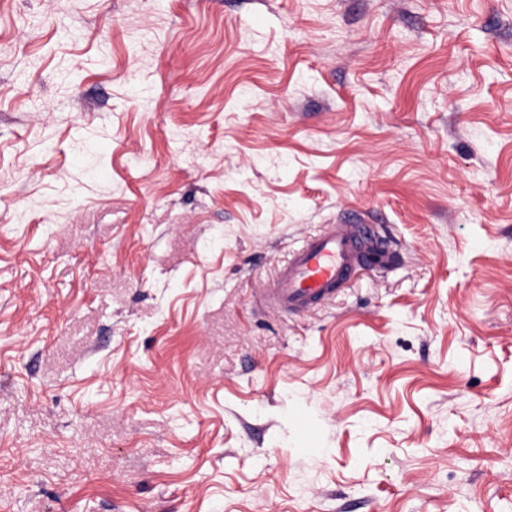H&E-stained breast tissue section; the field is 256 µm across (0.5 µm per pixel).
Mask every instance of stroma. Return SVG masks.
I'll list each match as a JSON object with an SVG mask.
<instances>
[{
	"mask_svg": "<svg viewBox=\"0 0 512 512\" xmlns=\"http://www.w3.org/2000/svg\"><path fill=\"white\" fill-rule=\"evenodd\" d=\"M0 512H512V0H0ZM396 245L363 224H324L289 252L261 292L263 304L281 312H308L333 301L365 268L386 270Z\"/></svg>",
	"mask_w": 512,
	"mask_h": 512,
	"instance_id": "stroma-1",
	"label": "stroma"
}]
</instances>
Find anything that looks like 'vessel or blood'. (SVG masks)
<instances>
[{"instance_id":"b4317fda","label":"vessel or blood","mask_w":512,"mask_h":512,"mask_svg":"<svg viewBox=\"0 0 512 512\" xmlns=\"http://www.w3.org/2000/svg\"><path fill=\"white\" fill-rule=\"evenodd\" d=\"M396 245L362 224H326L289 252L261 292L263 304L282 312H308L333 301L363 269L392 267Z\"/></svg>"}]
</instances>
